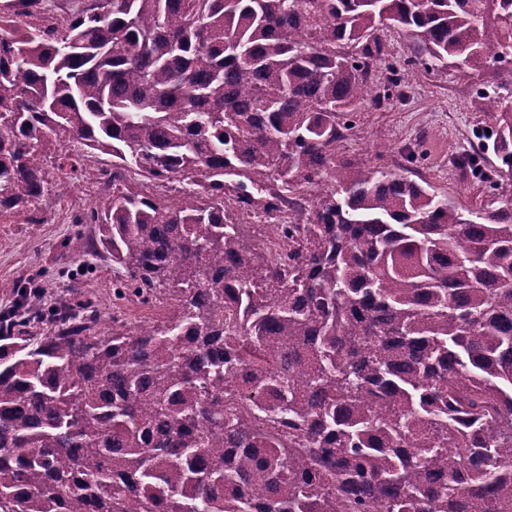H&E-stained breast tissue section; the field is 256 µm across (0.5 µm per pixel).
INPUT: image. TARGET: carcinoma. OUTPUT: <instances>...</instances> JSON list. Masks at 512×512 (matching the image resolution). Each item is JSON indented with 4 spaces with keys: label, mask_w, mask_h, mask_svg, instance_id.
I'll return each mask as SVG.
<instances>
[{
    "label": "carcinoma",
    "mask_w": 512,
    "mask_h": 512,
    "mask_svg": "<svg viewBox=\"0 0 512 512\" xmlns=\"http://www.w3.org/2000/svg\"><path fill=\"white\" fill-rule=\"evenodd\" d=\"M439 64L512 142V0H0V211L106 180L67 247L161 310L0 316V512H512V197L339 154ZM383 39L385 43V52L391 63L397 65H399V63L402 64L404 60L410 56L407 39L402 34L389 30Z\"/></svg>",
    "instance_id": "obj_1"
}]
</instances>
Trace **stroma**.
<instances>
[{
  "label": "stroma",
  "instance_id": "stroma-1",
  "mask_svg": "<svg viewBox=\"0 0 512 512\" xmlns=\"http://www.w3.org/2000/svg\"><path fill=\"white\" fill-rule=\"evenodd\" d=\"M497 83L492 68L476 71L453 64L420 70L402 98L380 109L362 107L341 156L399 174L413 171L465 211L490 202V181L512 195V174L500 169L501 146L478 96L482 88ZM382 143L387 146L383 152L378 149ZM477 145L487 158L483 174L449 169L451 155ZM102 188L97 180H83L64 198H45L38 224L27 223L21 215L0 216V314L12 310L20 292L42 288L46 308L62 298L74 303L93 298L106 324L116 315L131 321L151 316V309L115 298L114 287L124 281L125 271L107 255L76 258L66 248L72 237L93 235L94 225L77 223L76 217Z\"/></svg>",
  "mask_w": 512,
  "mask_h": 512
}]
</instances>
